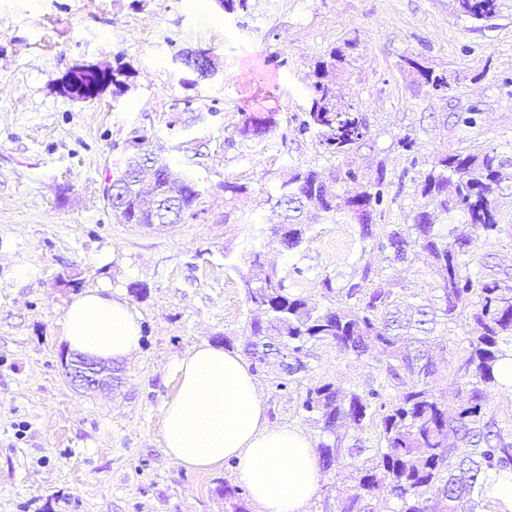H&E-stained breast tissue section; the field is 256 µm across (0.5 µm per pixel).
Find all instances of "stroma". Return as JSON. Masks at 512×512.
I'll return each instance as SVG.
<instances>
[{
  "label": "stroma",
  "instance_id": "35a3bbf8",
  "mask_svg": "<svg viewBox=\"0 0 512 512\" xmlns=\"http://www.w3.org/2000/svg\"><path fill=\"white\" fill-rule=\"evenodd\" d=\"M345 47L337 82L356 93L370 129L349 154L325 153L300 135L316 65ZM206 53L201 76L185 58ZM413 55L456 79L431 94L400 69ZM123 66L122 91L91 101L63 93L76 68ZM512 0L485 22L456 14L452 0H0V512H227L233 462L188 471L164 453L160 419L176 388L175 363L194 345L231 341L242 353L254 314L242 290L245 257L262 250L289 292L322 298L369 271L410 301L435 294L425 254L392 262L377 242L407 230L424 200L398 145L411 136L419 160L497 148L512 157ZM475 124H464L470 111ZM274 120L265 135L240 132L248 115ZM191 180L192 217L152 228L122 224L105 189L133 142ZM385 167L392 187L362 240L350 217L310 210L302 246L271 234L273 204L291 172ZM502 231L472 245L473 267L512 272V180L495 194ZM74 275L79 288L59 283ZM142 294L132 295L131 285ZM109 288L142 324L141 345L116 361L111 391L76 389L61 366L63 315L79 290ZM302 383L275 387L276 365L255 371L270 425L325 441L302 408L307 386L330 382L367 393L387 359L320 343ZM368 455L342 451L321 472L305 512H340Z\"/></svg>",
  "mask_w": 512,
  "mask_h": 512
}]
</instances>
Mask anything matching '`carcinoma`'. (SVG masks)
I'll list each match as a JSON object with an SVG mask.
<instances>
[{
  "mask_svg": "<svg viewBox=\"0 0 512 512\" xmlns=\"http://www.w3.org/2000/svg\"><path fill=\"white\" fill-rule=\"evenodd\" d=\"M456 13L472 21L493 17L498 0H453ZM340 48L329 52L315 71L309 109L299 121L301 135L312 134L331 155H346L368 136L369 127L353 96L336 89L329 70L346 64ZM414 82L435 93H450L452 84L431 70L417 72ZM151 162L162 177L156 182L157 199L152 210H143L135 197L112 208L122 224H179L191 213L199 197L195 184L177 177L170 166L145 147H138L112 188L137 178ZM512 166L497 148L479 152L455 151L425 162L418 170L417 185L427 203L441 212H458L474 232L492 237L501 232L493 194ZM346 187L336 193L334 182ZM384 169L370 182H359L348 168L326 181L308 169L296 172L282 186L276 202L278 221L271 230L289 250L305 241L308 225L302 221L306 207L326 214L347 213L357 219L360 236L373 237L377 207L387 195ZM415 242L434 260L438 277L437 295L414 304L403 303L393 283L373 282L369 269L339 289L342 302L322 306L310 298L288 292L277 271L266 268L261 251L253 249L248 261L256 278L243 281L246 302L264 315L250 324L245 353L257 369V353L272 347L286 358L276 388L301 382L309 371L306 349L320 343L362 356L372 347L387 353L388 386L361 396L336 389L331 383L307 388L302 408L318 416L322 430L334 436L318 445L323 470L338 462L342 438L337 424L358 430L377 421L379 446L371 448L370 464L358 469L356 493L348 497L341 512H457V504H469L468 512H489L491 487L512 475V417L498 420L488 412L484 391L498 384V363L512 348V276L497 277L470 269L473 238L455 234V229L436 223L435 213L422 209L408 228ZM405 240L390 233L378 243L393 261H407ZM472 306L467 346L459 357L448 386L458 398L448 412L442 389L435 379L437 366L427 350L437 327L455 321L460 306ZM230 512H248L242 492L224 486Z\"/></svg>",
  "mask_w": 512,
  "mask_h": 512,
  "instance_id": "cac0c4a2",
  "label": "carcinoma"
}]
</instances>
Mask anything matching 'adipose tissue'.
I'll use <instances>...</instances> for the list:
<instances>
[{
  "label": "adipose tissue",
  "mask_w": 512,
  "mask_h": 512,
  "mask_svg": "<svg viewBox=\"0 0 512 512\" xmlns=\"http://www.w3.org/2000/svg\"><path fill=\"white\" fill-rule=\"evenodd\" d=\"M63 336L72 350L118 360L138 348L141 325L125 299L95 288L67 306ZM176 372V391L162 409L165 454L197 472L233 461L260 512H304L319 482L312 443L300 431L269 425L248 363L202 343L184 354Z\"/></svg>",
  "instance_id": "adipose-tissue-1"
}]
</instances>
